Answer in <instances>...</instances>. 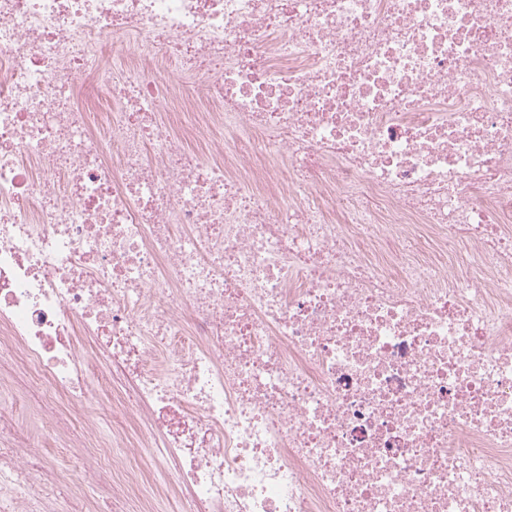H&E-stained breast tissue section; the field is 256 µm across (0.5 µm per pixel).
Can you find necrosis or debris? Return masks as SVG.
Listing matches in <instances>:
<instances>
[{
    "mask_svg": "<svg viewBox=\"0 0 512 512\" xmlns=\"http://www.w3.org/2000/svg\"><path fill=\"white\" fill-rule=\"evenodd\" d=\"M22 403L123 512H512V0H0V512H63Z\"/></svg>",
    "mask_w": 512,
    "mask_h": 512,
    "instance_id": "obj_1",
    "label": "necrosis or debris"
}]
</instances>
